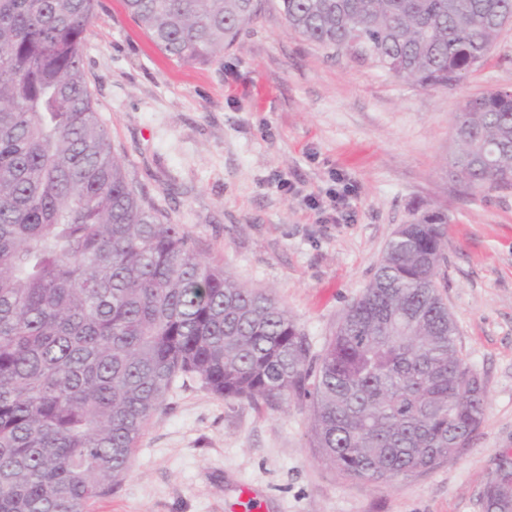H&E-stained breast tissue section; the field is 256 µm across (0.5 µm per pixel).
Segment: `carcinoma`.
<instances>
[{"instance_id":"cac0c4a2","label":"carcinoma","mask_w":512,"mask_h":512,"mask_svg":"<svg viewBox=\"0 0 512 512\" xmlns=\"http://www.w3.org/2000/svg\"><path fill=\"white\" fill-rule=\"evenodd\" d=\"M170 59L211 62L257 0H124ZM287 29L422 88L463 82L512 0H277ZM96 0H0V512H89L131 471L179 377L226 400L310 401L321 459L389 483L469 448L486 391L437 285L445 222L400 227L315 356L288 312L204 261L130 187L83 66ZM452 168L512 185V90L455 117ZM484 512H512V457Z\"/></svg>"}]
</instances>
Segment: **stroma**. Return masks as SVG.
I'll list each match as a JSON object with an SVG mask.
<instances>
[{
  "label": "stroma",
  "mask_w": 512,
  "mask_h": 512,
  "mask_svg": "<svg viewBox=\"0 0 512 512\" xmlns=\"http://www.w3.org/2000/svg\"><path fill=\"white\" fill-rule=\"evenodd\" d=\"M83 63L127 179L161 222L242 285L271 294L320 353L373 276L399 225L438 213L448 247L439 292L485 385L471 446L390 484L351 480L312 446L309 403L269 408L177 380L143 430L131 473L93 512H483L498 455L512 451V186L457 179L454 117L512 88V24L452 89H423L288 31L271 0L223 57L167 59L122 0H98ZM351 219L304 202L333 176ZM286 178L296 191L278 186Z\"/></svg>",
  "instance_id": "35a3bbf8"
}]
</instances>
